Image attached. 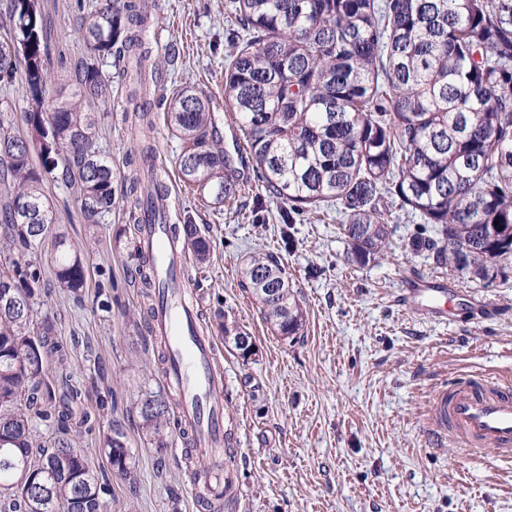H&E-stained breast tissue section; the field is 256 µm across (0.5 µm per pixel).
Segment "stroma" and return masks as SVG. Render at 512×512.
Returning <instances> with one entry per match:
<instances>
[{"mask_svg":"<svg viewBox=\"0 0 512 512\" xmlns=\"http://www.w3.org/2000/svg\"><path fill=\"white\" fill-rule=\"evenodd\" d=\"M52 20L48 72L62 101L75 92V65L87 50L79 29L78 0H40ZM224 0H156L153 57L163 60L177 43V68L161 67L168 93L188 87L206 96L213 126L230 165L224 171L242 193L214 204L185 186L177 161L184 143L169 131L164 110L151 105V143L166 160L174 192L168 221L193 216L209 239L211 261H187L185 278L207 317L245 329L255 344L242 357L231 337L214 332L226 376L224 430L231 435L233 494L221 510L194 497L196 471L210 462L187 454L173 436L164 454L148 448L134 412L142 393L164 390L159 341L137 288L141 258L132 251L138 227L121 206L88 223L76 186L49 178L43 192L54 231L81 249L86 266L79 293L59 287L52 248L41 250L46 292L39 315L54 318L55 340L82 390L94 429L81 447L100 481L106 512H512V466L469 459L455 444L435 446L426 425L430 393L448 378L481 368L512 372V267L478 281L432 253H411L423 233L419 219L391 208L390 248L368 265L347 262L341 217L292 225L282 242L279 201L265 196L255 163L238 154L224 107ZM127 84L112 76L99 147L112 162L117 185L139 174L126 128L132 115ZM279 259L306 311L302 335L284 339L266 322L243 288L240 269L253 253ZM438 278L454 284L455 309L447 321L407 300L406 281ZM121 424L135 460L133 479L113 474L101 453L112 424Z\"/></svg>","mask_w":512,"mask_h":512,"instance_id":"35a3bbf8","label":"stroma"}]
</instances>
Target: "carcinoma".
Instances as JSON below:
<instances>
[{
  "mask_svg": "<svg viewBox=\"0 0 512 512\" xmlns=\"http://www.w3.org/2000/svg\"><path fill=\"white\" fill-rule=\"evenodd\" d=\"M9 26L0 36V83L26 85L36 108L33 133L13 129L9 105H0V239L20 255L0 265L17 275V292L37 304L44 286L38 250L52 237L57 281L73 293L84 281L81 254L53 233L43 177L55 171L77 186L91 224L112 211L118 195L112 162L97 146L103 119L74 101L48 107L51 27L36 0H0ZM238 27L228 30L224 62L225 108L243 134L267 196L281 201L277 221L311 220L328 208L342 217L348 261L366 265L387 246L390 203L432 225L434 237L415 238L414 251H432L456 271L488 280L512 264V0H226ZM150 15L136 0H96L82 19L88 55L75 78L83 98L107 101L112 76L99 62L112 59L129 75L130 99L152 94L146 83ZM169 129L184 143L183 181L216 201L241 188L223 176L226 159L210 138L206 100L193 90L172 95ZM49 133L55 149L45 152ZM40 148L41 167L32 163ZM153 192L133 199L136 224H160L154 198L156 152L141 147ZM32 216L19 218V201ZM179 233L199 264L208 240L188 217ZM242 281L282 337L303 330V310L288 274L271 254L254 255ZM36 312L0 308V512H99L105 484L78 446L91 416L76 412L82 390L73 384L54 323ZM53 359L50 380L44 363ZM136 406L142 435L154 448L169 445L170 417ZM102 453L112 470L133 473L122 428L106 436ZM34 467L33 482L15 472Z\"/></svg>",
  "mask_w": 512,
  "mask_h": 512,
  "instance_id": "obj_1",
  "label": "carcinoma"
}]
</instances>
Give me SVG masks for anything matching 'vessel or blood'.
I'll list each match as a JSON object with an SVG mask.
<instances>
[{
    "instance_id": "vessel-or-blood-1",
    "label": "vessel or blood",
    "mask_w": 512,
    "mask_h": 512,
    "mask_svg": "<svg viewBox=\"0 0 512 512\" xmlns=\"http://www.w3.org/2000/svg\"><path fill=\"white\" fill-rule=\"evenodd\" d=\"M139 247L162 285L150 319L152 334L166 344L162 381L178 397L196 454L215 458L224 447V376L216 370L214 342L199 330L188 303L191 290L181 276L188 244L168 225L146 224L139 229ZM447 288L444 281L416 280L407 284L406 292L442 317L447 309L438 299ZM429 419L437 443L458 444L472 458L511 463L512 375L473 371L451 380L431 394Z\"/></svg>"
}]
</instances>
